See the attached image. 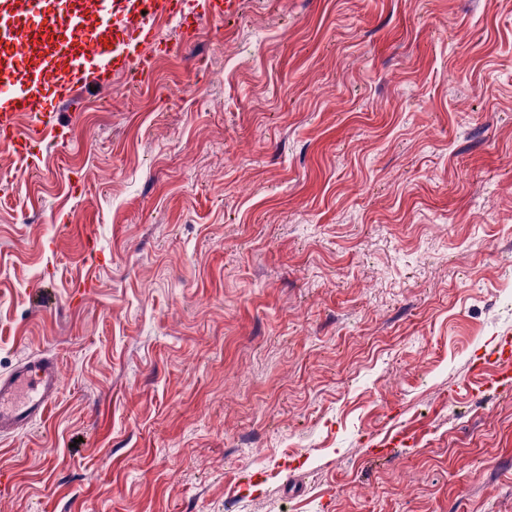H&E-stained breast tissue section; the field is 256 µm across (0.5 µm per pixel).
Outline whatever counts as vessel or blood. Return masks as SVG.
I'll return each instance as SVG.
<instances>
[{
    "label": "vessel or blood",
    "instance_id": "1",
    "mask_svg": "<svg viewBox=\"0 0 512 512\" xmlns=\"http://www.w3.org/2000/svg\"><path fill=\"white\" fill-rule=\"evenodd\" d=\"M235 0H198L185 21L222 20ZM179 0H0V144L31 158L33 145L58 129L59 106L78 90L101 84L102 72L149 81L153 58L143 46L161 39V20L177 14ZM493 366V386L512 385V339L505 337L474 365ZM57 358L42 353L24 359L0 377V435L14 434L44 418L58 397Z\"/></svg>",
    "mask_w": 512,
    "mask_h": 512
}]
</instances>
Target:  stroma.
<instances>
[{
  "mask_svg": "<svg viewBox=\"0 0 512 512\" xmlns=\"http://www.w3.org/2000/svg\"><path fill=\"white\" fill-rule=\"evenodd\" d=\"M153 59L0 149V376L61 378L0 512H512V0H236ZM487 365H493L495 370L489 381L497 388L510 387L512 384V340L506 336L489 352H486L478 362L474 363L473 371L483 372Z\"/></svg>",
  "mask_w": 512,
  "mask_h": 512,
  "instance_id": "35a3bbf8",
  "label": "stroma"
}]
</instances>
